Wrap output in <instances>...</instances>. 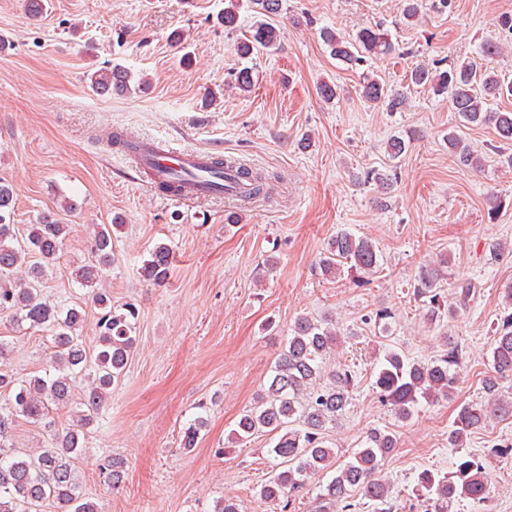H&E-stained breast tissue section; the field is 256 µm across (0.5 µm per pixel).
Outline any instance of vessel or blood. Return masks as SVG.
Masks as SVG:
<instances>
[{
    "label": "vessel or blood",
    "mask_w": 512,
    "mask_h": 512,
    "mask_svg": "<svg viewBox=\"0 0 512 512\" xmlns=\"http://www.w3.org/2000/svg\"><path fill=\"white\" fill-rule=\"evenodd\" d=\"M122 155L133 167L150 170L155 185L168 181L176 172L188 175L190 182L179 191V199L200 200L212 195L215 177L208 169V152L171 145L161 148L153 140L131 136Z\"/></svg>",
    "instance_id": "vessel-or-blood-1"
}]
</instances>
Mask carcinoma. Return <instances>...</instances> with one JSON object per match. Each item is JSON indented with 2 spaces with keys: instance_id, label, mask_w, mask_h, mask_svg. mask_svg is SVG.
<instances>
[{
  "instance_id": "cac0c4a2",
  "label": "carcinoma",
  "mask_w": 512,
  "mask_h": 512,
  "mask_svg": "<svg viewBox=\"0 0 512 512\" xmlns=\"http://www.w3.org/2000/svg\"><path fill=\"white\" fill-rule=\"evenodd\" d=\"M322 40L330 54L353 68L365 62L367 55H382L392 50L388 33L367 27L350 41L331 29L322 31ZM279 41V31L269 23L256 24L255 32L237 43L241 57L254 49H269ZM500 40L486 38L479 48L481 62L458 60L436 74L420 68L410 81L416 86L433 85L439 94H447L460 125H491L500 140L512 141V110H493L490 102L512 96V83L505 81L486 62L500 54ZM90 87L102 94H136L143 92L146 81L134 80L123 68L104 67L89 75ZM362 97L372 103H385L389 112L405 108V93L389 92L375 77H366ZM448 151L455 163L477 167L481 158L474 154L457 131L448 133ZM211 168L232 176L235 193L242 199H255L268 193V176L251 168L233 170L221 156L214 157ZM14 188L0 179V315L6 314L17 326H28L51 338L50 368L26 377H18L10 366L11 341L0 336V512H42L53 503L62 512H97L95 505L81 495L79 464L83 460L86 436L96 423L99 410L112 385L121 379L136 342L137 307L118 303L97 284L112 269L114 249L112 229L122 224L93 226L90 255L72 270L82 286L91 289V303L98 309L94 351H89L79 335L84 320L83 307L75 303L63 309L44 300L42 290L48 272L59 259V252L69 234V225L56 215H45L17 236L14 216ZM170 249L156 245L141 271L145 280L161 286L170 272ZM380 253L368 238L340 230L332 236L321 253L318 268L328 278L345 272L359 277L379 270ZM438 274L424 270L418 277L416 295L426 298L427 319L438 317L441 304L435 281ZM341 343V332L332 320L309 315L298 316L290 326L284 348L267 381L265 402L241 414L231 439L243 442L259 433L273 435L269 449L278 472L262 483L257 496L264 502H279L290 508L309 479L319 475L315 512H342L351 509V493L357 491L382 512L387 509L389 487L381 479L384 460L397 446L393 433L372 429L352 459L338 465L336 452L327 445L325 431L336 423L347 406L356 378L348 364L325 372L324 360ZM462 353L448 347L438 358L419 362L403 357L395 350L384 353L377 369L375 388L382 403L402 419L415 413L420 400L430 403L450 399L456 391ZM490 374L484 381L486 396L481 402L460 407L449 440L455 448L464 447L471 430L492 420L512 418V399L499 395V381L512 377V313L497 322L490 356ZM86 384L85 397L73 409L72 419L53 433L50 442L33 452L10 442L19 421L48 424L50 413L71 404L75 384ZM205 421L197 418L184 431L182 447H195ZM100 482L108 488L124 477L123 464L113 458L98 464ZM424 489V512H448L449 504L465 498L476 506L487 502L488 487L483 459L467 454L456 463L449 475L426 470L419 476Z\"/></svg>"
}]
</instances>
